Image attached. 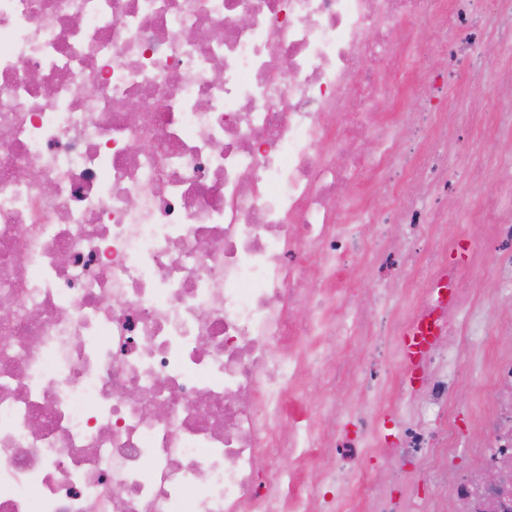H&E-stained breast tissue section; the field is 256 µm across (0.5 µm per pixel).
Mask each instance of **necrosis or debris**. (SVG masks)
Listing matches in <instances>:
<instances>
[{
  "label": "necrosis or debris",
  "instance_id": "1",
  "mask_svg": "<svg viewBox=\"0 0 512 512\" xmlns=\"http://www.w3.org/2000/svg\"><path fill=\"white\" fill-rule=\"evenodd\" d=\"M485 1L0 0V512H512V336L412 276L449 250L447 71L376 118L421 22L487 83ZM369 266L404 276L338 286ZM489 342L472 468H354L456 452L448 367Z\"/></svg>",
  "mask_w": 512,
  "mask_h": 512
}]
</instances>
